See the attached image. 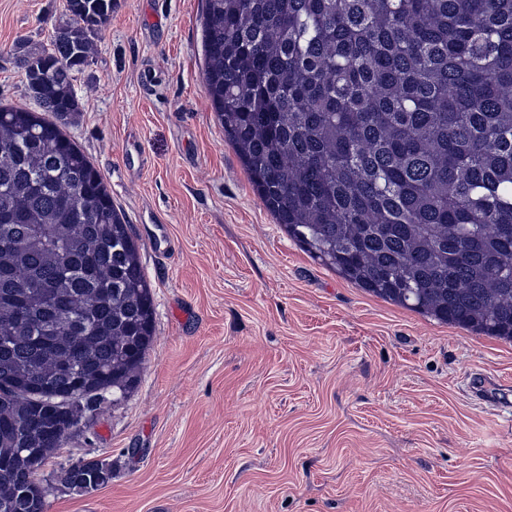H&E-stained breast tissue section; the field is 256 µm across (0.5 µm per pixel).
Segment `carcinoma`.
Instances as JSON below:
<instances>
[{
	"label": "carcinoma",
	"mask_w": 512,
	"mask_h": 512,
	"mask_svg": "<svg viewBox=\"0 0 512 512\" xmlns=\"http://www.w3.org/2000/svg\"><path fill=\"white\" fill-rule=\"evenodd\" d=\"M114 0H66L0 106V512H45L57 406L124 398L153 297L103 178L64 128ZM203 82L265 208L370 295L512 341V0H204ZM112 464L62 468L79 491Z\"/></svg>",
	"instance_id": "cac0c4a2"
}]
</instances>
